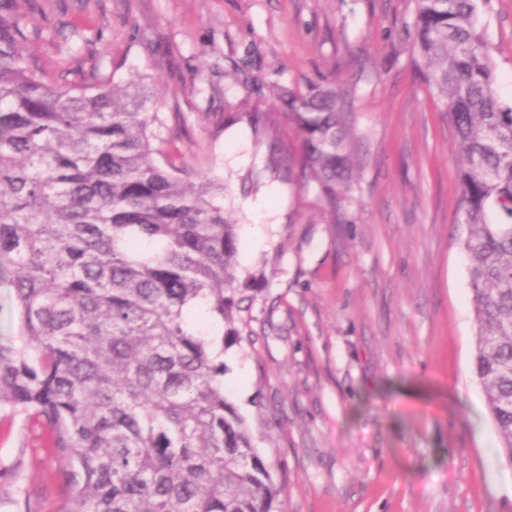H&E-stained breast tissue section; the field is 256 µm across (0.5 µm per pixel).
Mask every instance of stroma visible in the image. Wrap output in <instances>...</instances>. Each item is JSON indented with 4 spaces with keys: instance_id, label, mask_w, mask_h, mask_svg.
<instances>
[{
    "instance_id": "35a3bbf8",
    "label": "stroma",
    "mask_w": 512,
    "mask_h": 512,
    "mask_svg": "<svg viewBox=\"0 0 512 512\" xmlns=\"http://www.w3.org/2000/svg\"><path fill=\"white\" fill-rule=\"evenodd\" d=\"M47 68L139 74L162 147L223 177L242 268L263 274L227 397L282 486V512H512V468L472 375L474 321L454 129L399 34L414 0H31ZM512 100V0L484 8ZM358 83L342 223L280 181L246 122L258 85ZM257 186L244 185L247 174ZM40 429L0 402V512H56Z\"/></svg>"
}]
</instances>
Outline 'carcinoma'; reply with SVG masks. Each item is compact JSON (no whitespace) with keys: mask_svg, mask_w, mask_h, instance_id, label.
<instances>
[{"mask_svg":"<svg viewBox=\"0 0 512 512\" xmlns=\"http://www.w3.org/2000/svg\"><path fill=\"white\" fill-rule=\"evenodd\" d=\"M28 0H0V281L25 336L0 343V401L41 424L65 476L56 512H280L281 486L224 392L256 277L237 262L224 181L154 145L164 119L102 61L70 80L28 46ZM416 0L411 62L455 130L457 224L474 301L473 375L512 467V102L480 5ZM247 111L267 168L313 182L331 221L350 188L358 84L269 85ZM287 122L299 147L279 142Z\"/></svg>","mask_w":512,"mask_h":512,"instance_id":"1","label":"carcinoma"}]
</instances>
